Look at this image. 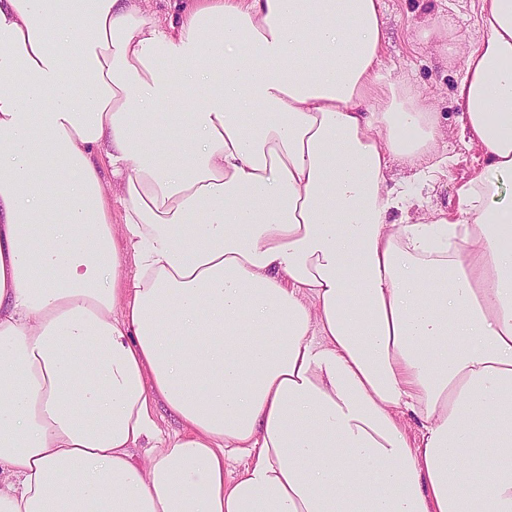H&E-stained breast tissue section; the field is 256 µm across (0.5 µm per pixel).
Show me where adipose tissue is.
Here are the masks:
<instances>
[{
	"instance_id": "1",
	"label": "adipose tissue",
	"mask_w": 512,
	"mask_h": 512,
	"mask_svg": "<svg viewBox=\"0 0 512 512\" xmlns=\"http://www.w3.org/2000/svg\"><path fill=\"white\" fill-rule=\"evenodd\" d=\"M481 24L451 214L383 0H0V512H512V0Z\"/></svg>"
}]
</instances>
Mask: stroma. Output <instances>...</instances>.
Here are the masks:
<instances>
[{"label":"stroma","mask_w":512,"mask_h":512,"mask_svg":"<svg viewBox=\"0 0 512 512\" xmlns=\"http://www.w3.org/2000/svg\"><path fill=\"white\" fill-rule=\"evenodd\" d=\"M477 12L478 0H384V65L391 78L408 80L425 96L447 131L444 149L452 162L447 179L424 194V207L430 211L455 212L456 183L482 165L484 156L479 149L469 148L459 134L460 109L454 91L463 75L462 62L459 57L443 55L436 45L422 42L420 28L427 18L442 14L460 43L474 44L485 36Z\"/></svg>","instance_id":"1"}]
</instances>
